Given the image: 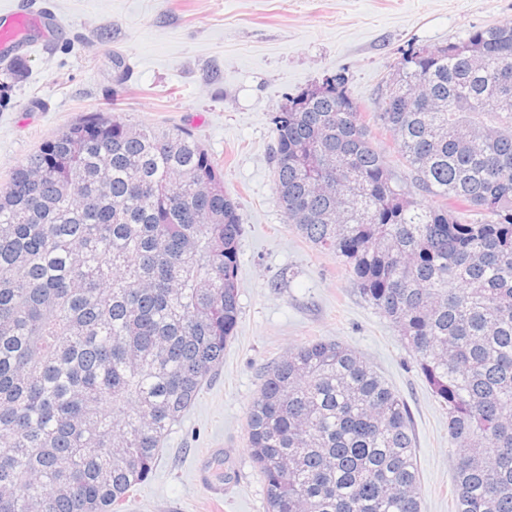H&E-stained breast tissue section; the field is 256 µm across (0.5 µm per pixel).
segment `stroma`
Returning <instances> with one entry per match:
<instances>
[{"label":"stroma","instance_id":"stroma-1","mask_svg":"<svg viewBox=\"0 0 512 512\" xmlns=\"http://www.w3.org/2000/svg\"><path fill=\"white\" fill-rule=\"evenodd\" d=\"M61 23L34 39L0 108V185L66 125L92 112L190 133L224 173L243 224L240 317L223 365L164 439L126 512H266L247 413L265 372L317 338L350 347L407 404L421 512H454L457 447L398 327L335 256L289 224L277 200L273 117L290 97L344 73L371 142L408 174L373 124L378 87L403 53L512 25V0H50ZM122 56L129 75L113 59Z\"/></svg>","mask_w":512,"mask_h":512}]
</instances>
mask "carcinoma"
<instances>
[{"instance_id": "1", "label": "carcinoma", "mask_w": 512, "mask_h": 512, "mask_svg": "<svg viewBox=\"0 0 512 512\" xmlns=\"http://www.w3.org/2000/svg\"><path fill=\"white\" fill-rule=\"evenodd\" d=\"M26 69L0 68V106ZM336 73L273 118L288 223L414 351L459 444L455 512H512V27L403 54L375 121ZM243 225L189 133L86 115L0 188V512H125L224 363ZM267 512H421L405 402L322 339L248 412Z\"/></svg>"}]
</instances>
